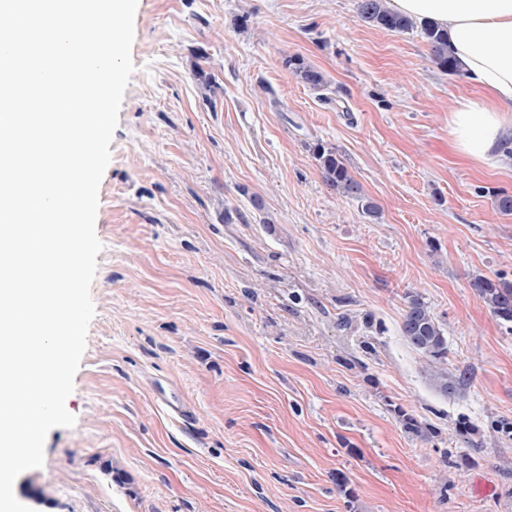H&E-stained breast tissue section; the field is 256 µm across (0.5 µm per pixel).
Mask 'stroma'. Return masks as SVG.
<instances>
[{"label": "stroma", "mask_w": 512, "mask_h": 512, "mask_svg": "<svg viewBox=\"0 0 512 512\" xmlns=\"http://www.w3.org/2000/svg\"><path fill=\"white\" fill-rule=\"evenodd\" d=\"M132 59L76 422L49 432L16 498L32 512H512V327L472 286L512 281V215L496 207L512 159L448 153V111L477 89L430 61L420 28L362 22L358 0H138ZM318 144L378 219L326 184ZM228 208L243 220L225 223ZM410 294L469 373L454 398L400 334ZM158 382L191 422L155 401ZM284 63L293 75L310 89L320 91L327 86L326 75L303 57L298 55L288 56Z\"/></svg>", "instance_id": "1"}]
</instances>
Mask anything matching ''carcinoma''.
Instances as JSON below:
<instances>
[{
  "mask_svg": "<svg viewBox=\"0 0 512 512\" xmlns=\"http://www.w3.org/2000/svg\"><path fill=\"white\" fill-rule=\"evenodd\" d=\"M358 12L363 22L389 32H405L414 28L413 20L391 10L387 0H359ZM421 31L429 47L431 62L443 72L458 73L455 62L448 56L447 34L434 23L422 24ZM285 65L312 90L320 91L328 84L326 75L301 56L287 57ZM314 154L329 186L343 195L358 199L362 212L367 216L374 219L379 217V206L362 196L360 185L335 151L317 145ZM473 287L496 320L503 324L512 323V282L500 276L494 279L479 277ZM400 332L404 341L425 358L424 375L430 386L443 397L456 396L467 384L468 372L454 373L443 367L448 356L447 340L433 313L419 297H409Z\"/></svg>",
  "mask_w": 512,
  "mask_h": 512,
  "instance_id": "1",
  "label": "carcinoma"
}]
</instances>
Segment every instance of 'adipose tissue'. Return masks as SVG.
I'll use <instances>...</instances> for the list:
<instances>
[{
  "label": "adipose tissue",
  "mask_w": 512,
  "mask_h": 512,
  "mask_svg": "<svg viewBox=\"0 0 512 512\" xmlns=\"http://www.w3.org/2000/svg\"><path fill=\"white\" fill-rule=\"evenodd\" d=\"M398 13L448 33V53L480 91L448 112V148L460 161L494 167L512 145V0H390Z\"/></svg>",
  "instance_id": "obj_1"
}]
</instances>
